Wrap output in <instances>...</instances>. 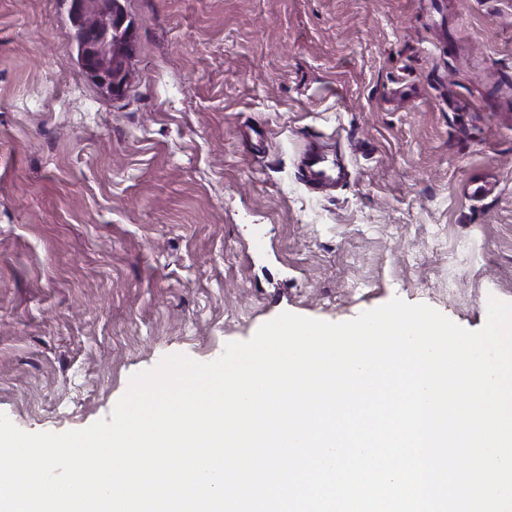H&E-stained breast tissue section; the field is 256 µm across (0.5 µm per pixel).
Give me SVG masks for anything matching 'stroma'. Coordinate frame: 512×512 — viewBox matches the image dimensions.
I'll list each match as a JSON object with an SVG mask.
<instances>
[{
  "label": "stroma",
  "mask_w": 512,
  "mask_h": 512,
  "mask_svg": "<svg viewBox=\"0 0 512 512\" xmlns=\"http://www.w3.org/2000/svg\"><path fill=\"white\" fill-rule=\"evenodd\" d=\"M106 97L71 0H0V412L110 419L130 377L289 312L512 302V0H121ZM336 161L310 190L302 160Z\"/></svg>",
  "instance_id": "35a3bbf8"
}]
</instances>
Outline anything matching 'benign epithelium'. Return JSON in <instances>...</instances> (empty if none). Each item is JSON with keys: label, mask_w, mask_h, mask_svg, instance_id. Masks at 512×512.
<instances>
[{"label": "benign epithelium", "mask_w": 512, "mask_h": 512, "mask_svg": "<svg viewBox=\"0 0 512 512\" xmlns=\"http://www.w3.org/2000/svg\"><path fill=\"white\" fill-rule=\"evenodd\" d=\"M74 16L94 25V37L81 42L79 63L104 94H121L129 76L130 26L120 0H75Z\"/></svg>", "instance_id": "1"}]
</instances>
